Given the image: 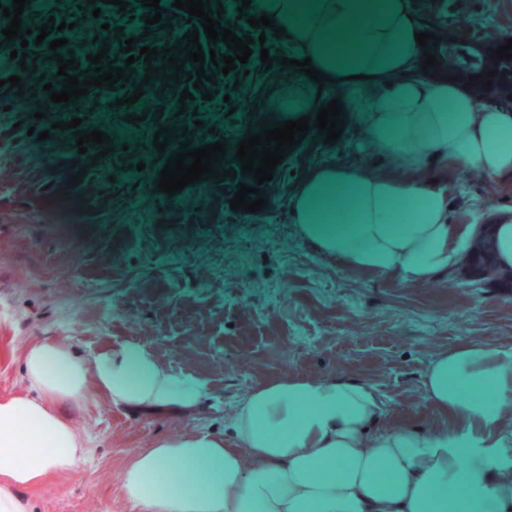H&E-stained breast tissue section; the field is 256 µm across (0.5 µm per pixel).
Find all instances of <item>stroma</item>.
<instances>
[{
	"label": "stroma",
	"mask_w": 512,
	"mask_h": 512,
	"mask_svg": "<svg viewBox=\"0 0 512 512\" xmlns=\"http://www.w3.org/2000/svg\"><path fill=\"white\" fill-rule=\"evenodd\" d=\"M448 37L440 51L449 71L463 75L494 68L509 75L498 95L512 96V60L490 57L498 38L512 32V0H447ZM470 25L461 26L462 17ZM246 78L217 75L219 92L209 101L179 105L167 99L163 116L143 95L148 110L134 132L113 128L144 161V145L160 125L193 126L203 142L238 144L250 117L225 120L223 90L237 88L262 101L274 120L281 87L249 65ZM360 131L347 115L338 142L327 145L317 128L278 165L279 185L294 184L306 164L334 153L357 157ZM0 141L11 147L10 189L0 195V394L23 389L22 356L37 337H55L91 358L107 344L137 341L161 363L201 380L207 396L190 414L148 412L96 399L71 409L88 454L77 471L54 473L25 491L31 512H140L120 492L130 459L154 442L189 430L229 437L237 401L264 382L293 373L308 378L342 376L370 384L384 413L379 428L430 427L440 412L428 400L423 378L438 355L478 343L512 352V280L487 272L474 255L433 283L409 284L369 277L318 255L289 217L268 199L263 215L232 210L233 180L189 185L168 203L181 212L162 224L153 194L163 162L145 170L99 160L82 191L98 210L90 232L51 224L35 207L54 192L55 165L75 158L74 144L45 147L23 129L0 123ZM111 189L112 204L99 193ZM448 189L453 224H478L512 208V181L467 170ZM29 221L12 223L15 212Z\"/></svg>",
	"instance_id": "1"
}]
</instances>
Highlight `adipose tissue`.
Returning <instances> with one entry per match:
<instances>
[{
	"label": "adipose tissue",
	"mask_w": 512,
	"mask_h": 512,
	"mask_svg": "<svg viewBox=\"0 0 512 512\" xmlns=\"http://www.w3.org/2000/svg\"><path fill=\"white\" fill-rule=\"evenodd\" d=\"M291 46L331 77L356 112L368 161L309 165L289 189L290 217L319 255L362 275L437 279L471 254L512 277V215L448 221L460 170L512 179V109L483 83L421 68L424 31L410 0H257ZM25 389L0 395V512H28L23 490L75 471L85 438L70 407L105 397L142 411H192L203 384L136 342L93 359L54 339L23 353ZM441 411L433 429H381L379 394L342 377L290 374L250 389L232 416L236 447L199 431L138 452L121 480L141 512H512V466L500 450L512 406V353L471 344L437 356L424 376Z\"/></svg>",
	"instance_id": "adipose-tissue-1"
}]
</instances>
